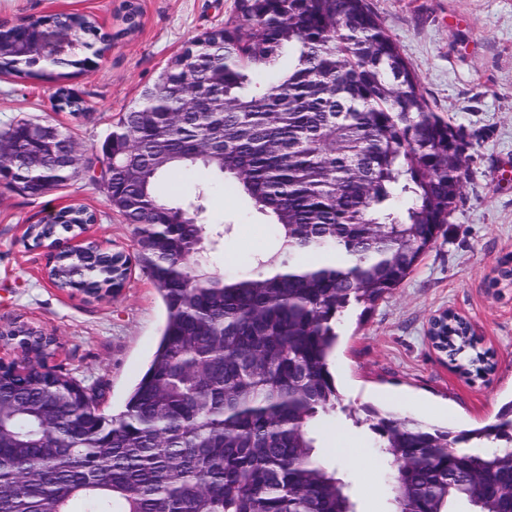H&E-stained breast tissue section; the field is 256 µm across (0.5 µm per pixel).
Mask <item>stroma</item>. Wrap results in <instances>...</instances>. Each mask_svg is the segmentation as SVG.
Masks as SVG:
<instances>
[{
	"instance_id": "35a3bbf8",
	"label": "stroma",
	"mask_w": 512,
	"mask_h": 512,
	"mask_svg": "<svg viewBox=\"0 0 512 512\" xmlns=\"http://www.w3.org/2000/svg\"><path fill=\"white\" fill-rule=\"evenodd\" d=\"M138 25L127 31L125 0H0V26L34 17L80 13L112 42L97 66H77L61 80L0 72V131L21 119L68 127L82 151L101 144L118 112L151 85L190 42L234 20V0H135ZM420 78L432 107L470 136L462 201L433 247L391 295L369 312L349 307L336 324L333 373L340 409L315 423L318 452L349 484L357 512H393L392 480L377 436L362 422L373 406L459 432L495 421L512 400V0H368ZM66 87L81 114L58 109ZM82 205L96 213L91 235L133 253V231L99 185L78 176L32 198L0 187V326L24 322L57 339L50 363L99 388V408L118 411L157 344L165 318L158 292L140 266L123 291L92 299L55 288L44 249L24 243L26 225L52 210ZM233 225L214 264L242 271L266 250L267 217L215 188L202 215ZM450 309L481 338L494 368L462 373L431 345V317Z\"/></svg>"
}]
</instances>
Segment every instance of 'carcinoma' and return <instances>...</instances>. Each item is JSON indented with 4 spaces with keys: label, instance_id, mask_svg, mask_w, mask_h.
<instances>
[{
    "label": "carcinoma",
    "instance_id": "cac0c4a2",
    "mask_svg": "<svg viewBox=\"0 0 512 512\" xmlns=\"http://www.w3.org/2000/svg\"><path fill=\"white\" fill-rule=\"evenodd\" d=\"M238 20L195 38L112 122L101 176L135 232V258L165 307L156 349L123 409L75 395L46 365L0 372V512H353L348 484L317 456L314 420L336 411V322L371 310L413 272L462 201L471 143L433 110L418 75L367 0H237ZM55 28L100 58L85 15ZM0 28V69L39 55ZM4 134L36 153L37 124ZM207 150L202 157L197 148ZM203 171L267 217L273 243L225 276L199 222L210 183L158 193ZM80 171L47 160L0 173L41 197ZM93 215L75 207L56 233ZM95 293L112 271L82 253L51 267ZM448 357L478 371L487 353L448 323ZM395 469L396 512H512V401L458 434L365 408Z\"/></svg>",
    "mask_w": 512,
    "mask_h": 512
}]
</instances>
